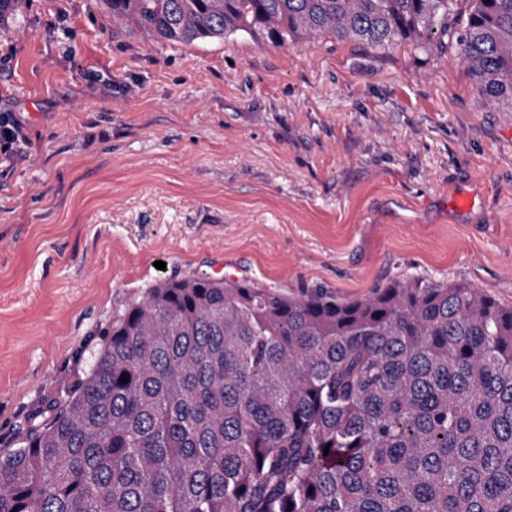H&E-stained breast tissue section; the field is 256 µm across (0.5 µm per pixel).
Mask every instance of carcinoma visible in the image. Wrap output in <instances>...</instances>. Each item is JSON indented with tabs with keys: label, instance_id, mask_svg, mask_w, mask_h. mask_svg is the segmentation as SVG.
Returning a JSON list of instances; mask_svg holds the SVG:
<instances>
[{
	"label": "carcinoma",
	"instance_id": "cac0c4a2",
	"mask_svg": "<svg viewBox=\"0 0 512 512\" xmlns=\"http://www.w3.org/2000/svg\"><path fill=\"white\" fill-rule=\"evenodd\" d=\"M448 2L110 0V18L169 43L389 48L447 37ZM456 57L512 112V0H473ZM104 335L0 452V512H512V305L467 282L341 299L188 274Z\"/></svg>",
	"mask_w": 512,
	"mask_h": 512
}]
</instances>
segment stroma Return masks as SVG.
<instances>
[{
	"label": "stroma",
	"mask_w": 512,
	"mask_h": 512,
	"mask_svg": "<svg viewBox=\"0 0 512 512\" xmlns=\"http://www.w3.org/2000/svg\"><path fill=\"white\" fill-rule=\"evenodd\" d=\"M109 12L0 16V113L27 138L0 156V450L166 277L347 299L416 275L512 304V112L454 49L169 44Z\"/></svg>",
	"instance_id": "stroma-1"
}]
</instances>
